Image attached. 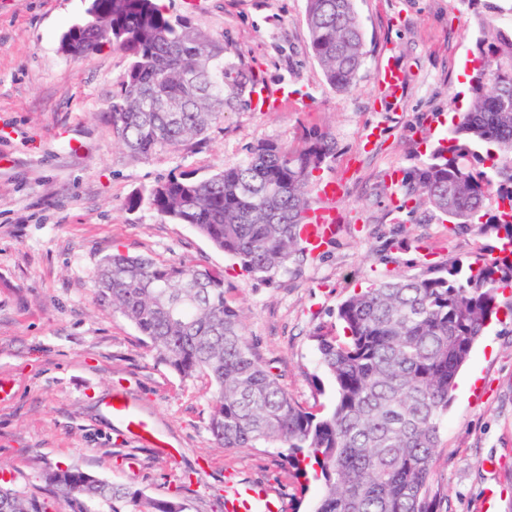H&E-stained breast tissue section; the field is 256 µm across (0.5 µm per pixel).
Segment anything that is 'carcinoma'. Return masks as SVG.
<instances>
[{"mask_svg": "<svg viewBox=\"0 0 512 512\" xmlns=\"http://www.w3.org/2000/svg\"><path fill=\"white\" fill-rule=\"evenodd\" d=\"M512 0H483L467 111L405 184L406 201L425 203L457 226L500 243L498 254L400 281H379L341 303L343 335L313 336L335 405L319 415L296 405L279 375L262 364L244 316L224 295V272L151 257L107 255L93 280L97 301L129 321L180 377L214 388L209 431L221 448H271L295 479L293 512L314 476V512H439L431 464L461 367L477 340L512 315L498 296L512 290ZM312 57L328 84L351 88L364 63L355 0H305ZM74 58L104 47L131 58L112 96L118 141L136 156L177 150L203 136L224 112L251 102L256 79L225 57L224 42L194 29L156 0H91L63 34ZM177 100L178 112L146 110ZM334 156L331 138L312 131L301 146L260 141L237 165L207 178L181 172L134 195L157 214L189 224L247 274L261 279L300 267L314 253L301 237L313 211L315 172ZM496 187L493 207L487 206ZM52 499L0 485V512H185L173 494L151 497L79 469L46 468Z\"/></svg>", "mask_w": 512, "mask_h": 512, "instance_id": "1", "label": "carcinoma"}]
</instances>
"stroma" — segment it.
<instances>
[{
  "mask_svg": "<svg viewBox=\"0 0 512 512\" xmlns=\"http://www.w3.org/2000/svg\"><path fill=\"white\" fill-rule=\"evenodd\" d=\"M170 14L223 40L288 97L265 112H226L204 135L148 157L116 140L108 106L129 56L64 55L60 38L87 0H0V474L48 497L42 467L77 468L185 512H224L239 483L264 484L281 512L291 479L263 448H219L213 389L182 379L121 315L101 306L93 273L119 251L223 270L246 335L300 406L331 408L333 387L312 337L341 331L339 305L373 281H397L487 257L493 239L457 229L429 206L401 207L392 173L420 165L469 104L478 31L473 0H355L366 58L338 91L309 51L305 0H165ZM404 74L397 98L379 83L386 59ZM328 133L340 180L339 231L316 258L267 280L241 275L192 226L129 208L174 174L205 177L260 141ZM119 394L153 421L143 441L109 417ZM444 512H512V320L493 323L462 368L432 462Z\"/></svg>",
  "mask_w": 512,
  "mask_h": 512,
  "instance_id": "1",
  "label": "stroma"
}]
</instances>
